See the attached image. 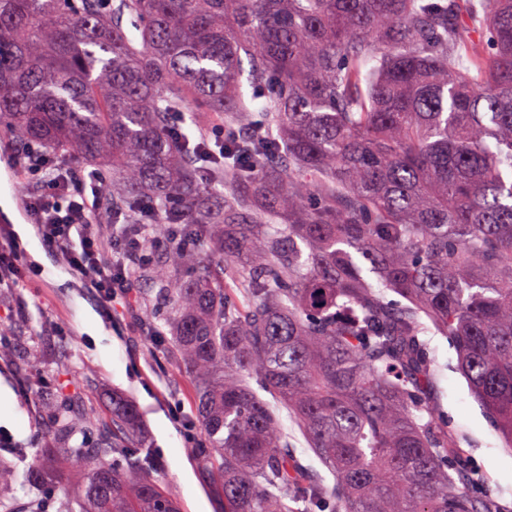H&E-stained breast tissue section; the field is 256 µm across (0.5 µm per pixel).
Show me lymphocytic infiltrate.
<instances>
[{
    "mask_svg": "<svg viewBox=\"0 0 512 512\" xmlns=\"http://www.w3.org/2000/svg\"><path fill=\"white\" fill-rule=\"evenodd\" d=\"M18 165L27 179L24 204L37 236L112 312L133 290L134 271L145 257L127 248L126 225H111L106 237L95 231L96 217L107 211L102 173L67 165L39 144L27 145ZM25 255L18 237L1 225L0 285L17 287L36 276Z\"/></svg>",
    "mask_w": 512,
    "mask_h": 512,
    "instance_id": "1",
    "label": "lymphocytic infiltrate"
}]
</instances>
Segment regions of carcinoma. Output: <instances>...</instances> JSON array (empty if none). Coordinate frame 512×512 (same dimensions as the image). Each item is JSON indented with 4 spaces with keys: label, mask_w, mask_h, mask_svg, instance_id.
<instances>
[{
    "label": "carcinoma",
    "mask_w": 512,
    "mask_h": 512,
    "mask_svg": "<svg viewBox=\"0 0 512 512\" xmlns=\"http://www.w3.org/2000/svg\"><path fill=\"white\" fill-rule=\"evenodd\" d=\"M176 119L223 135L224 163ZM0 129L106 167L112 208L158 235L191 225L193 245L130 240L224 512H504L468 490L424 333L512 451V0H0ZM54 396L79 510L39 467L0 512H179L132 400L107 420ZM258 392L265 400L271 403L276 414L279 416L283 430L288 436V446L293 453L304 465L320 473L325 478L326 483L331 484L333 482L332 475L322 466L313 450L309 448L298 422L288 413L285 407L277 405L276 401L269 393L261 390H258Z\"/></svg>",
    "instance_id": "1"
}]
</instances>
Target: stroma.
Segmentation results:
<instances>
[{"instance_id":"1","label":"stroma","mask_w":512,"mask_h":512,"mask_svg":"<svg viewBox=\"0 0 512 512\" xmlns=\"http://www.w3.org/2000/svg\"><path fill=\"white\" fill-rule=\"evenodd\" d=\"M30 251L43 275L23 288H0V324L9 331L0 349V433L7 435L8 453L0 463L9 466L13 480L7 491L24 502L33 494L27 474L42 462L47 478H54L60 460H41L50 435L45 416L31 402L20 375L31 356H39L47 381L67 380L83 403L104 413L112 411V395L132 399L142 418L141 436L155 451V476L176 491L181 512H224V494L198 462L192 443L173 420L174 412L192 413L194 388L187 375L152 348L144 337L148 312L155 305L158 285L149 277L135 279L131 300L109 319L97 299L75 274L63 271L55 252L39 240ZM437 387L449 430L458 439L471 466L484 476L473 486L475 495H492L512 505V452L503 448L499 434L472 396L457 369L450 340L430 332Z\"/></svg>"}]
</instances>
